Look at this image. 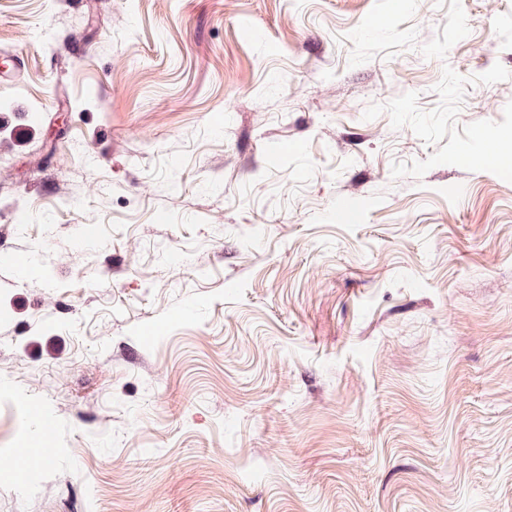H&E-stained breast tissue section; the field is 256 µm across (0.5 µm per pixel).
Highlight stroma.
Segmentation results:
<instances>
[{"label": "stroma", "mask_w": 512, "mask_h": 512, "mask_svg": "<svg viewBox=\"0 0 512 512\" xmlns=\"http://www.w3.org/2000/svg\"><path fill=\"white\" fill-rule=\"evenodd\" d=\"M3 54L0 512H512V0H0Z\"/></svg>", "instance_id": "35a3bbf8"}]
</instances>
